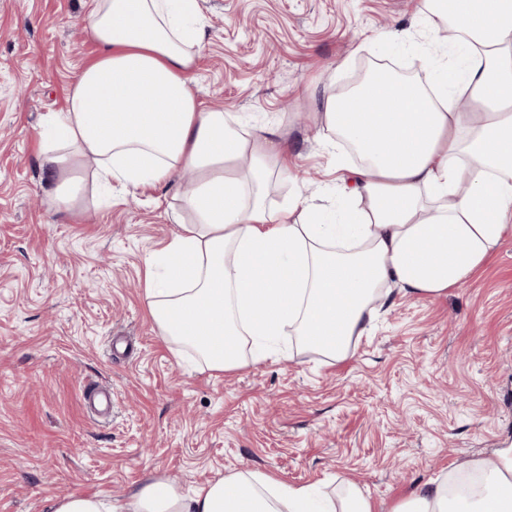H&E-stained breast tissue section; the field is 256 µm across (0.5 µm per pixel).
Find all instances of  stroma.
Instances as JSON below:
<instances>
[{
    "instance_id": "35a3bbf8",
    "label": "stroma",
    "mask_w": 512,
    "mask_h": 512,
    "mask_svg": "<svg viewBox=\"0 0 512 512\" xmlns=\"http://www.w3.org/2000/svg\"><path fill=\"white\" fill-rule=\"evenodd\" d=\"M199 2L197 98L281 126L297 155L295 180L270 187L276 206L335 201L333 153L307 120L328 90L394 35L391 69L446 51L418 0ZM87 17V0H0V512H47L76 491L119 497L150 475L189 494L241 470L329 490L352 481L391 512L416 484L512 446V237L441 298L378 299L342 360L290 334L265 361L219 373L159 335L145 265L190 174L88 190L65 213L44 202L36 130L97 53ZM91 382L112 389L98 417L83 405Z\"/></svg>"
}]
</instances>
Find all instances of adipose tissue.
I'll return each mask as SVG.
<instances>
[{
    "label": "adipose tissue",
    "instance_id": "1",
    "mask_svg": "<svg viewBox=\"0 0 512 512\" xmlns=\"http://www.w3.org/2000/svg\"><path fill=\"white\" fill-rule=\"evenodd\" d=\"M424 21L458 36L457 67L432 86L390 75L327 96L315 121L353 146L337 160L340 209L267 202L293 180L286 133L203 108L188 80L199 0H91L98 55L66 111L38 129L54 211L73 209L83 177L135 188L182 170L194 180L175 229L147 262L143 297L158 333L230 372L266 357L284 330L331 359L348 357L374 319L373 298L434 299L472 276L512 235V0H422ZM472 497L449 479L415 486L393 512H512V446L475 459ZM49 512H377L356 484L343 494L235 472L190 494L151 476L131 495L70 493Z\"/></svg>",
    "mask_w": 512,
    "mask_h": 512
}]
</instances>
